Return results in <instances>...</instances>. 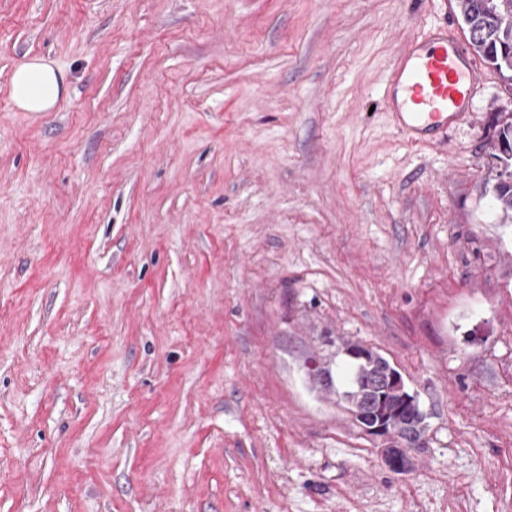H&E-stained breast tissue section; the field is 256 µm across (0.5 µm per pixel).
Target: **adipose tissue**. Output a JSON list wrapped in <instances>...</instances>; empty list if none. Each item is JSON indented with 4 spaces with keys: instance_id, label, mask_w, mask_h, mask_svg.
Masks as SVG:
<instances>
[{
    "instance_id": "obj_1",
    "label": "adipose tissue",
    "mask_w": 512,
    "mask_h": 512,
    "mask_svg": "<svg viewBox=\"0 0 512 512\" xmlns=\"http://www.w3.org/2000/svg\"><path fill=\"white\" fill-rule=\"evenodd\" d=\"M66 89L65 78L51 62L32 58L19 65L11 75L9 95L23 112L53 110Z\"/></svg>"
}]
</instances>
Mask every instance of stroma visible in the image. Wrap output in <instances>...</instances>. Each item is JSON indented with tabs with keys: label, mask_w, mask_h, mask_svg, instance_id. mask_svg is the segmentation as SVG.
Segmentation results:
<instances>
[{
	"label": "stroma",
	"mask_w": 512,
	"mask_h": 512,
	"mask_svg": "<svg viewBox=\"0 0 512 512\" xmlns=\"http://www.w3.org/2000/svg\"><path fill=\"white\" fill-rule=\"evenodd\" d=\"M442 17L0 0V512H512V95L486 71L434 146L382 104ZM33 57L53 111L9 98ZM346 341L428 414L407 471L338 402ZM65 89L63 74L51 62L38 57L19 65L9 82L10 98L22 112H50ZM497 140L494 154L499 170L493 194L499 212V221L512 230V110L496 114Z\"/></svg>",
	"instance_id": "1"
}]
</instances>
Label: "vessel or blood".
Wrapping results in <instances>:
<instances>
[{"mask_svg": "<svg viewBox=\"0 0 512 512\" xmlns=\"http://www.w3.org/2000/svg\"><path fill=\"white\" fill-rule=\"evenodd\" d=\"M482 81L447 7L441 23L430 25L421 37L396 51L384 102L393 127L406 142L436 145L467 119L466 102Z\"/></svg>", "mask_w": 512, "mask_h": 512, "instance_id": "b4317fda", "label": "vessel or blood"}]
</instances>
